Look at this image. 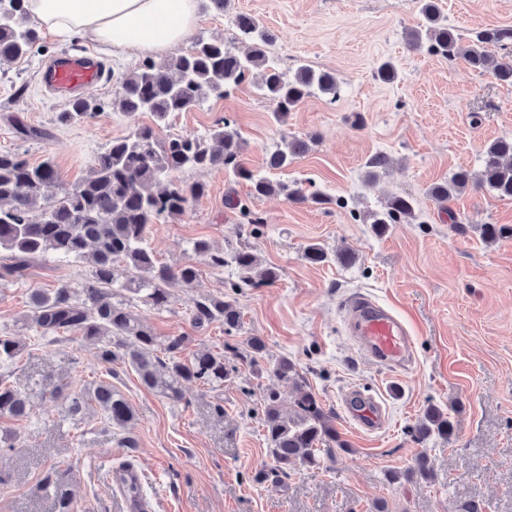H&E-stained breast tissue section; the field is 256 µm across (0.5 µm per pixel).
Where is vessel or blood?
<instances>
[{
  "label": "vessel or blood",
  "mask_w": 512,
  "mask_h": 512,
  "mask_svg": "<svg viewBox=\"0 0 512 512\" xmlns=\"http://www.w3.org/2000/svg\"><path fill=\"white\" fill-rule=\"evenodd\" d=\"M103 76L104 69L95 58L64 55L46 67L43 82L60 94L75 95ZM349 319L370 357L390 364L403 360L409 346L408 330L391 311L362 298L351 306ZM353 418L362 428L375 430L382 424L383 409L378 402L369 400L354 412Z\"/></svg>",
  "instance_id": "b4317fda"
}]
</instances>
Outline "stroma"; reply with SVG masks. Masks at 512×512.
<instances>
[{
  "label": "stroma",
  "mask_w": 512,
  "mask_h": 512,
  "mask_svg": "<svg viewBox=\"0 0 512 512\" xmlns=\"http://www.w3.org/2000/svg\"><path fill=\"white\" fill-rule=\"evenodd\" d=\"M439 4L449 26L465 37L512 26V0ZM240 12L270 34L269 56L284 71L305 64L335 73L339 98L309 97L279 123L253 73L224 98L172 117L170 131L198 136L227 117L257 171L281 137L310 139L309 152L279 177L314 187L333 202L253 200L250 209L263 225L251 234L247 217L226 203L228 196H246L247 184L234 183L221 169L179 172V180L203 183L207 191L184 215L151 225L147 242L160 261L193 264L199 278L191 288L172 286L165 310L141 305L137 311L155 335L183 337L184 359L261 337L263 372L239 365L236 377L217 390L189 383L175 404L145 388L131 368L115 365L111 382L137 414L126 432L90 411L75 422L61 418L58 391L80 389L105 371L92 347L75 336L26 350L16 378H41L45 385L35 393L30 420H0V430L18 436L17 447H0V512H56L40 489L55 465L75 482L74 512H121L108 472L124 461L139 471L154 512H458L468 503L481 504L483 512H512V235L490 242L480 230L484 224L512 227V200L477 187L443 205L429 195L432 184L458 168L479 171L487 144L512 137V87L463 60L408 50L406 31L423 22L419 0H229L221 14L209 0H197L190 38L171 55L198 38L232 41L231 19ZM65 54L92 56L108 72L84 93L93 117L76 123L61 120L70 109L67 98L39 83L44 66ZM387 60L400 73L389 84L374 76ZM141 63L113 57L79 36L62 41L40 30L26 59L0 63V151L33 164L51 160L65 183L80 180L114 138L150 122V115L133 120L112 108L122 80ZM20 124L50 136L22 140ZM378 153L390 167L372 183L365 163ZM391 194L415 198L417 218L380 235L362 215L382 209ZM197 239L215 250L230 243L247 247L277 267L280 278L271 286L234 287L232 269L212 268L207 256L192 250ZM312 242L331 252L350 248L353 261L310 264L303 252ZM90 271L85 262L40 260L26 281L0 275V335L27 342L30 291L78 284ZM220 293L233 294L241 311V326L230 334L217 322L195 327L190 315L192 298ZM357 296L406 324L412 345L406 366L364 355L346 316ZM283 356L333 411L348 448L288 478L259 483L256 473L273 464L261 399L277 384L269 365ZM354 390L382 401L385 430L369 432L349 420L346 397ZM219 404L220 415L214 411ZM432 405L448 412L455 433L417 442L411 431ZM130 437L135 447H128ZM423 452L435 464L433 484L387 481L388 470L412 465Z\"/></svg>",
  "instance_id": "1"
}]
</instances>
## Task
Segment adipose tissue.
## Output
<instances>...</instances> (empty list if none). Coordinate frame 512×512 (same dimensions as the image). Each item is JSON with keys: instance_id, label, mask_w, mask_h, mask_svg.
Listing matches in <instances>:
<instances>
[{"instance_id": "adipose-tissue-1", "label": "adipose tissue", "mask_w": 512, "mask_h": 512, "mask_svg": "<svg viewBox=\"0 0 512 512\" xmlns=\"http://www.w3.org/2000/svg\"><path fill=\"white\" fill-rule=\"evenodd\" d=\"M197 0H27L31 17L67 37L75 33L113 54L161 53L185 40Z\"/></svg>"}]
</instances>
